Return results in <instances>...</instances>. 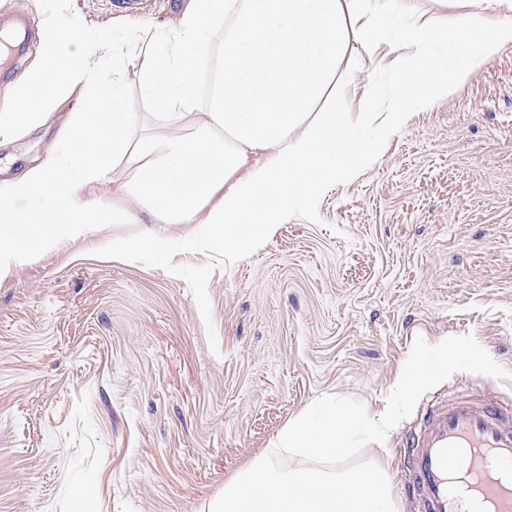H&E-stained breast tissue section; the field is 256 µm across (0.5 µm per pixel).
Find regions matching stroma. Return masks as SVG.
<instances>
[{
	"label": "stroma",
	"mask_w": 512,
	"mask_h": 512,
	"mask_svg": "<svg viewBox=\"0 0 512 512\" xmlns=\"http://www.w3.org/2000/svg\"><path fill=\"white\" fill-rule=\"evenodd\" d=\"M112 2L76 7L125 52L182 7ZM60 134L1 144L0 185ZM374 153L248 255L198 224H102L0 278V512H209L320 396L381 410L419 336L472 335L512 374V46ZM473 387L512 405V377L455 373L361 459L398 476L427 409Z\"/></svg>",
	"instance_id": "stroma-1"
}]
</instances>
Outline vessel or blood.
I'll return each mask as SVG.
<instances>
[{"label": "vessel or blood", "instance_id": "1", "mask_svg": "<svg viewBox=\"0 0 512 512\" xmlns=\"http://www.w3.org/2000/svg\"><path fill=\"white\" fill-rule=\"evenodd\" d=\"M407 494L421 512H512V411L449 399L408 443Z\"/></svg>", "mask_w": 512, "mask_h": 512}]
</instances>
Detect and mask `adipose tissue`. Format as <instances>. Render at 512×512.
Masks as SVG:
<instances>
[{
  "mask_svg": "<svg viewBox=\"0 0 512 512\" xmlns=\"http://www.w3.org/2000/svg\"><path fill=\"white\" fill-rule=\"evenodd\" d=\"M459 14L449 15V2ZM74 0H58L35 64L9 86L0 142L45 126L75 97L65 144L0 189V277L35 252L101 224H202L244 255L290 211L314 209L369 164L366 130L387 141L512 45V0H185L164 45L145 37L118 56L107 34L82 40ZM368 56L399 47L383 111L363 86L357 108L352 39ZM152 109L136 131L125 71ZM47 197L46 208L26 198Z\"/></svg>",
  "mask_w": 512,
  "mask_h": 512,
  "instance_id": "obj_1",
  "label": "adipose tissue"
}]
</instances>
